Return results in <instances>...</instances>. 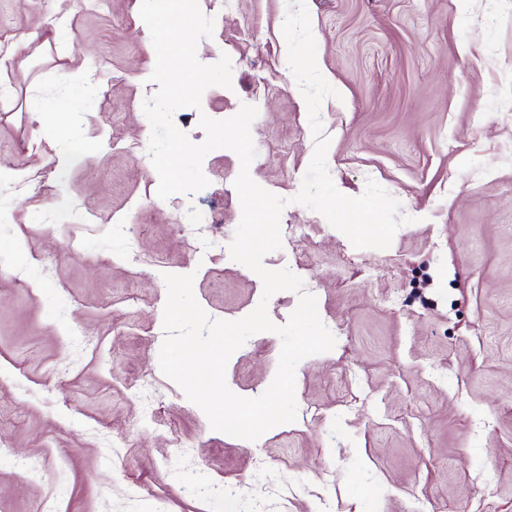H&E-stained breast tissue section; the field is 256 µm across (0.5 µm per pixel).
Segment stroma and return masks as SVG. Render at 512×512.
I'll return each mask as SVG.
<instances>
[{
	"label": "stroma",
	"mask_w": 512,
	"mask_h": 512,
	"mask_svg": "<svg viewBox=\"0 0 512 512\" xmlns=\"http://www.w3.org/2000/svg\"><path fill=\"white\" fill-rule=\"evenodd\" d=\"M214 2L199 0L215 25L197 57L229 56L232 86L173 120L199 143L201 116L257 107L250 174L297 229L263 263L314 288L336 345L298 364L294 422L255 441L211 428L159 366L164 277L193 274L214 319L258 305L260 277L228 251L240 160L213 150L205 189L159 199L138 151L157 92L139 0H0V78L15 93L0 104V512H154L161 499L241 512L228 490L262 459L277 464L264 512L286 486V512H512V0H307L339 93L320 110L328 172L350 197L376 181L409 219L384 250L292 201L315 140L287 62V0ZM62 19L68 39L50 41ZM61 67L96 88L69 116L82 149L63 170L32 109ZM185 209L208 223L179 227ZM280 351L278 335L251 336L230 390L261 395ZM28 459L41 471L21 472Z\"/></svg>",
	"instance_id": "stroma-1"
}]
</instances>
